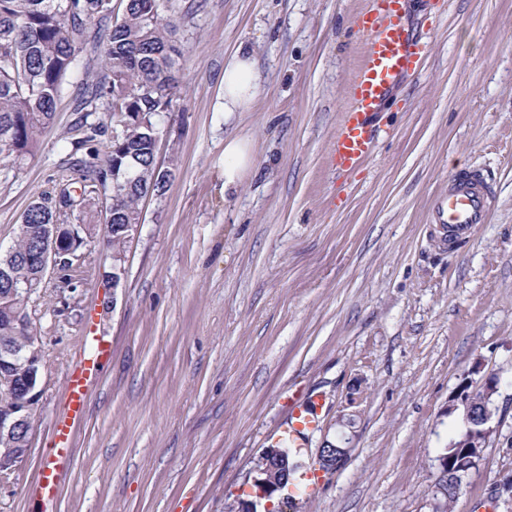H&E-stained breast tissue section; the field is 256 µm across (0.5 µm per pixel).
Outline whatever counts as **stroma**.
Wrapping results in <instances>:
<instances>
[{"label":"stroma","mask_w":512,"mask_h":512,"mask_svg":"<svg viewBox=\"0 0 512 512\" xmlns=\"http://www.w3.org/2000/svg\"><path fill=\"white\" fill-rule=\"evenodd\" d=\"M368 2L172 0L181 59L160 126L164 191L143 201L120 278L100 223L68 304L55 272L32 296L42 396L27 456L0 477V512H238L297 397L319 404L302 462L326 442L346 455L286 512H432L437 458L463 416L456 388L491 374L494 431L448 512H512V0H406L430 55L347 174L329 149ZM241 43L260 88L228 114L224 62ZM79 60L35 156L0 160L2 250L69 158L80 84L102 71L91 48ZM235 135L250 137L254 168L228 190ZM473 168L498 205L466 244L439 248L431 202ZM93 336L111 354L46 503L28 488Z\"/></svg>","instance_id":"obj_1"}]
</instances>
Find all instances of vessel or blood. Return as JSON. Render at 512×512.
Listing matches in <instances>:
<instances>
[{
    "instance_id": "b4317fda",
    "label": "vessel or blood",
    "mask_w": 512,
    "mask_h": 512,
    "mask_svg": "<svg viewBox=\"0 0 512 512\" xmlns=\"http://www.w3.org/2000/svg\"><path fill=\"white\" fill-rule=\"evenodd\" d=\"M357 26L365 37L364 48L350 80V104L331 146L332 161L342 172L354 171L371 156L381 105L401 80L421 74L428 52L426 43L409 29L403 0H372L370 8L358 16ZM493 210L487 178L460 173L449 179L447 192L435 198L429 221L439 226L443 241L457 246L466 242L474 226L486 223ZM109 354V347L96 341L92 353L67 375L65 404L52 419L50 464L32 489L42 500L55 497L62 467L72 458L74 430L85 417L87 391ZM316 425L304 403H293L285 428L293 442H300Z\"/></svg>"
}]
</instances>
